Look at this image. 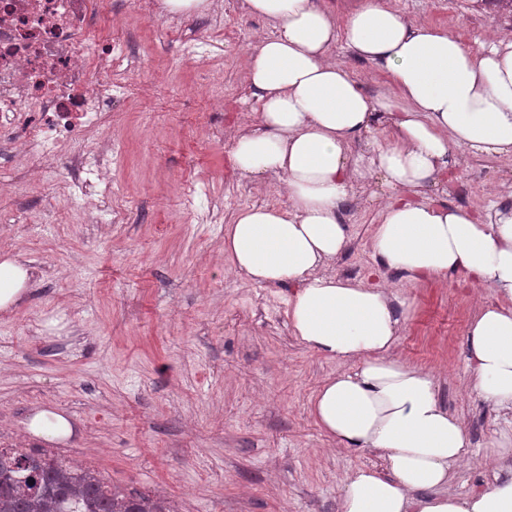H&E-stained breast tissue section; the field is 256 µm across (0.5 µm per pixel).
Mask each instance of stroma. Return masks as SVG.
<instances>
[{"label": "stroma", "instance_id": "35a3bbf8", "mask_svg": "<svg viewBox=\"0 0 512 512\" xmlns=\"http://www.w3.org/2000/svg\"><path fill=\"white\" fill-rule=\"evenodd\" d=\"M419 24L442 27L473 49L491 28L512 30L475 0H387ZM129 47L131 95L112 108V139L122 154L111 176L118 224H95L100 203L71 210L56 185L0 164V261L22 257L34 269L0 310V448H43L79 460L113 488L166 499L171 512H338L347 476L382 469L371 450H340L317 424L312 400L346 363L302 344L288 320L286 286L237 275L221 245L239 210L282 207V177L251 178L232 163L237 132L258 122L247 74L259 38L272 35L240 0H221L211 29L221 56L184 59L180 36L207 26L203 16L180 33L156 16L114 0ZM208 27V26H207ZM375 98L394 97L387 75L332 51ZM224 86V111H211L208 79ZM199 191L203 224L186 209L184 186ZM466 211L512 209V159L460 151L458 164L430 199ZM387 198L377 182L355 189L349 243L323 275L387 286L400 301L395 352L429 372L437 395L468 429L471 452L454 469L449 494H475L512 478V456L494 461L492 443L512 437V412L471 394L467 329L486 288L452 279L410 283L377 271L372 238ZM41 409L64 415L73 432L49 440L28 424Z\"/></svg>", "mask_w": 512, "mask_h": 512}]
</instances>
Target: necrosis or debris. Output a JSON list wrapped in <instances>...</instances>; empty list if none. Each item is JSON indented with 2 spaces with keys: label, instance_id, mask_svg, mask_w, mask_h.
Masks as SVG:
<instances>
[{
  "label": "necrosis or debris",
  "instance_id": "4bbe7bcc",
  "mask_svg": "<svg viewBox=\"0 0 512 512\" xmlns=\"http://www.w3.org/2000/svg\"><path fill=\"white\" fill-rule=\"evenodd\" d=\"M111 16L112 0H0V158L21 152L49 169L69 157L59 191L73 209L87 185L118 190L107 177L116 143H85L109 128L128 91L114 76L128 53L104 31Z\"/></svg>",
  "mask_w": 512,
  "mask_h": 512
}]
</instances>
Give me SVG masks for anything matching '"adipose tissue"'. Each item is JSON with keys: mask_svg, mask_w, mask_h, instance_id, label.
Segmentation results:
<instances>
[{"mask_svg": "<svg viewBox=\"0 0 512 512\" xmlns=\"http://www.w3.org/2000/svg\"><path fill=\"white\" fill-rule=\"evenodd\" d=\"M241 6L275 31L254 49L248 80L260 119L235 138L232 162L249 177L283 176L288 204L241 211L224 253L253 283L294 287L295 336L355 366L324 383L313 414L338 447L376 451L386 470L354 471L339 512H512V479L445 493L468 431L439 402L432 375L393 356L401 323L391 295L317 274L347 245L339 210L354 185L380 175L389 197L372 241L379 267L409 282L453 276L499 295L468 327L472 389L512 409V210L481 217L427 200L459 150L512 155V33L474 50L384 0H362L341 24L320 0ZM340 38L389 76L395 100L370 98L332 59ZM361 138L366 151L352 154Z\"/></svg>", "mask_w": 512, "mask_h": 512, "instance_id": "ef3b65f1", "label": "adipose tissue"}]
</instances>
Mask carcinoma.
Returning a JSON list of instances; mask_svg holds the SVG:
<instances>
[{"mask_svg": "<svg viewBox=\"0 0 512 512\" xmlns=\"http://www.w3.org/2000/svg\"><path fill=\"white\" fill-rule=\"evenodd\" d=\"M0 512H169L165 501L120 494L91 470L40 453L0 451Z\"/></svg>", "mask_w": 512, "mask_h": 512, "instance_id": "1", "label": "carcinoma"}]
</instances>
